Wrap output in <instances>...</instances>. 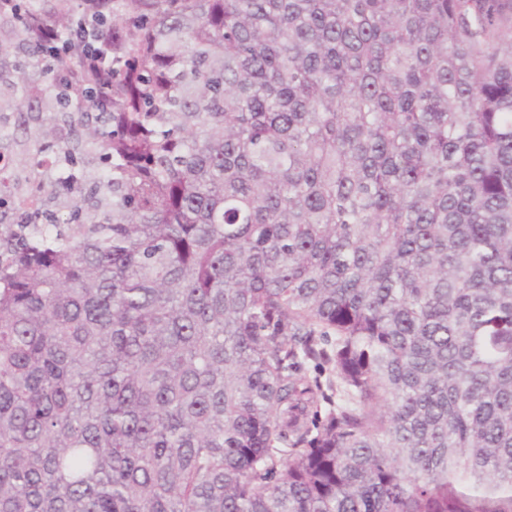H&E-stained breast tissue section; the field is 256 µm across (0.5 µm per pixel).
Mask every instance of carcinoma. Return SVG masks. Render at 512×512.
<instances>
[{
  "label": "carcinoma",
  "mask_w": 512,
  "mask_h": 512,
  "mask_svg": "<svg viewBox=\"0 0 512 512\" xmlns=\"http://www.w3.org/2000/svg\"><path fill=\"white\" fill-rule=\"evenodd\" d=\"M1 112L0 512H512V0H0Z\"/></svg>",
  "instance_id": "1"
}]
</instances>
